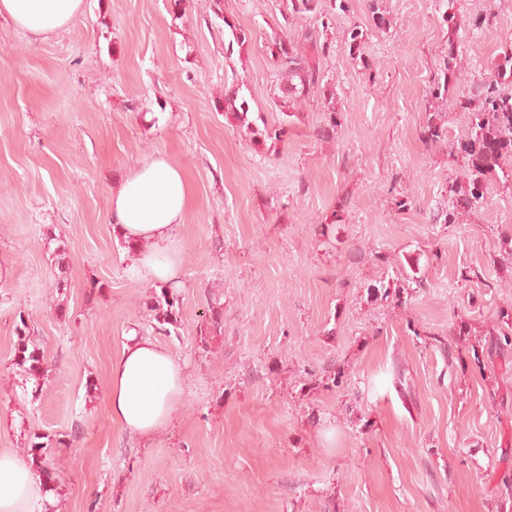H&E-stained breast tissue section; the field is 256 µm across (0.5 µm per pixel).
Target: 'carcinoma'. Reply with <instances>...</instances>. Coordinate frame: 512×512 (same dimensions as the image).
Listing matches in <instances>:
<instances>
[{"instance_id":"cac0c4a2","label":"carcinoma","mask_w":512,"mask_h":512,"mask_svg":"<svg viewBox=\"0 0 512 512\" xmlns=\"http://www.w3.org/2000/svg\"><path fill=\"white\" fill-rule=\"evenodd\" d=\"M350 0H288V13L282 15L280 32L273 33L267 43V51L275 63L281 85L282 117L277 123H263L258 127L248 118L249 105L239 98L241 86L224 93V112L231 115L246 128L255 142L268 140L276 143L288 133V123L295 113L289 108L309 98L319 91L323 97L334 99L335 93L329 85L323 83L319 64L306 55L300 42L288 35L289 19L313 18L320 23L323 31L333 24L336 10H348ZM454 0H447V10L443 21L448 26V50L439 59L438 71L443 78H435L429 89L430 110L426 113V122L421 127L420 139L432 145H438L448 139L445 113L436 103L447 99L448 82L457 81L463 74L464 61L454 51L453 36L456 32V15L453 13ZM210 10L224 21L230 29L226 52L234 53V48H243L249 43L250 36L224 17V0H210ZM366 32L359 26L352 27L344 39L345 46L353 58L361 55ZM512 48L504 50L500 57L492 62L491 76L471 97L461 94L455 101V108L461 112L465 124L463 137L458 141L456 157L463 161L464 180H452L445 187L448 196V210L443 213V223L456 224L464 212L475 211L485 201L487 184L499 182L506 189H512ZM182 298L177 289L169 284H155L152 287L150 310L157 323V329L170 333L177 327ZM17 348L14 364L29 377L38 381L44 375V354L31 340L28 325L23 314H18ZM36 441L26 448L31 465L37 468L39 476L46 482V488L55 490V472L51 467L52 443L40 442V435H34Z\"/></svg>"}]
</instances>
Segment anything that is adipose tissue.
Instances as JSON below:
<instances>
[{"label": "adipose tissue", "mask_w": 512, "mask_h": 512, "mask_svg": "<svg viewBox=\"0 0 512 512\" xmlns=\"http://www.w3.org/2000/svg\"><path fill=\"white\" fill-rule=\"evenodd\" d=\"M83 0H0V16L35 37L66 27ZM189 200L181 170L158 158L126 176L112 192V230L136 250L132 269L151 283L176 281L180 259L171 237ZM185 384L184 369L164 347L133 336L113 364L112 418L127 430L151 435L164 429ZM49 497L32 470L10 453H0V512H44Z\"/></svg>", "instance_id": "1"}]
</instances>
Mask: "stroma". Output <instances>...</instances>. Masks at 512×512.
<instances>
[{
  "mask_svg": "<svg viewBox=\"0 0 512 512\" xmlns=\"http://www.w3.org/2000/svg\"><path fill=\"white\" fill-rule=\"evenodd\" d=\"M351 3L328 31L293 22L295 39L337 40L318 59L335 98L310 96L266 145L223 98L242 86L251 114L278 118L266 44L286 0H224L220 18L209 0L178 14L83 0L40 38L0 19V452L57 440L49 512H512V347L495 338L512 304L499 249L512 193L491 185L479 210L437 219L464 176L452 100L512 46V0H454L453 34L443 0H384V28ZM232 24L251 34L246 55L226 52ZM356 25L360 61L340 44ZM450 38L467 74L448 87L447 144L430 147L419 133ZM160 155L191 191L171 336L109 222L117 181ZM19 312L45 355L37 384L13 364ZM133 332L186 377L150 436L109 407Z\"/></svg>",
  "mask_w": 512,
  "mask_h": 512,
  "instance_id": "35a3bbf8",
  "label": "stroma"
}]
</instances>
